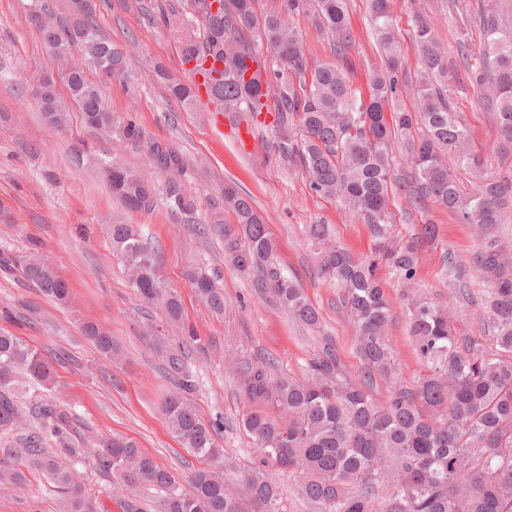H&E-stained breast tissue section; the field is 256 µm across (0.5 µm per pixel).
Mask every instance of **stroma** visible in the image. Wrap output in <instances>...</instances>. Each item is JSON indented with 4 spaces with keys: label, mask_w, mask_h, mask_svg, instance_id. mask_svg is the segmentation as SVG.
<instances>
[{
    "label": "stroma",
    "mask_w": 512,
    "mask_h": 512,
    "mask_svg": "<svg viewBox=\"0 0 512 512\" xmlns=\"http://www.w3.org/2000/svg\"><path fill=\"white\" fill-rule=\"evenodd\" d=\"M512 10V0H392L393 20L403 50L397 73V106L413 110L417 55L413 43L416 20H424L448 53L455 78L450 93L467 126L474 149L488 176L512 181V142L499 134L495 113L480 100V90L466 71L462 51L482 47L478 24H463L490 2ZM101 33L124 48L127 75L108 78L90 72L112 112L115 137L88 129L80 117L58 130L42 118L37 104L41 78L56 69L29 15L57 0H0V252L23 256L39 248L70 289L65 304L50 301L22 282L18 273L0 269V329L20 336L44 353L54 368L51 388L27 387L23 400H41L68 414L80 454L75 467L97 512H122L115 489L116 474L95 469L90 454L105 437H128L155 462L184 481L199 462L181 446L161 411L174 385L164 370L163 337L177 345L182 331L168 327L159 308L145 304L130 285L127 271L112 251L110 224H135L150 244L162 278L180 295L184 322L198 340L188 348V370L194 388L190 399L206 421L222 419L217 444L224 450V475L236 482L257 460L241 425L249 402L240 390L238 361L272 359L279 373L302 375L320 350V339L334 337L343 371L358 378L363 362L354 346L355 331L342 303V290L318 269L320 248L307 235L312 224L329 227V243L353 257L370 255L372 238L360 217L337 198L312 191L299 164L279 152L271 126L253 121L250 113L228 112L223 120L203 108L188 110L170 98L167 80L183 79L179 24L186 0H94ZM355 40L346 51L355 84L384 70L385 59L370 29V0H347ZM135 123L142 140H121L119 130ZM249 126L252 144L242 150L237 129ZM156 144L177 153L182 175L156 168L148 151ZM154 173L151 207L131 211L113 196L103 174L105 160ZM235 183L250 196L268 224L281 267L303 288L320 311L322 328L297 325L269 294L258 293L251 278L241 275L224 255V234L215 222L235 224L224 207V185ZM178 190L191 210L170 207ZM391 209L395 233L403 239L420 234L423 225L437 228L433 243L421 248L412 281L388 267L378 273L392 306L387 336L394 379L409 388L424 375L407 331V296L415 294L447 310L451 326L471 337L476 349L492 350L494 329L487 291L471 258L480 242L471 225L434 200L414 204L394 189ZM200 268L217 277L224 289V312L212 313L197 299L186 279ZM93 322L107 331L118 350L102 357L81 330ZM55 485L38 473L25 486L0 489V512H58Z\"/></svg>",
    "instance_id": "obj_1"
}]
</instances>
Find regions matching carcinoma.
<instances>
[{"instance_id": "cac0c4a2", "label": "carcinoma", "mask_w": 512, "mask_h": 512, "mask_svg": "<svg viewBox=\"0 0 512 512\" xmlns=\"http://www.w3.org/2000/svg\"><path fill=\"white\" fill-rule=\"evenodd\" d=\"M255 0H220L205 11L203 30L187 37L184 58L212 60L222 66L211 83L210 98L226 112L275 113L279 150L297 158L310 177L311 189L338 197L357 212L375 240L377 256L353 259L327 242L328 228L312 224L309 235L320 245V274L343 289L345 308L357 328L356 350L365 366L358 380L344 375L336 345L324 337L320 352L302 377L278 376L265 362H241V390L250 402L243 429L262 458L241 478L242 491L225 487L223 449L214 439L220 423H205L186 394L192 383L181 348L166 354L177 391L162 410L182 448L202 466L189 475L184 493L167 470L131 440L105 438L94 453L95 468L119 475L133 487L150 484L165 492L161 512H283L281 491L266 472L272 463L299 476L315 512H512V251L500 243L505 211H512V183L484 178L483 162L469 146L466 126L454 111L449 94L452 76L447 53L424 23H415L414 46L420 60L415 86L416 109L389 108L397 92L400 49L395 36L391 0H371V29L387 61L366 86L351 81L345 51L354 39L346 0H280L279 9L264 17ZM307 11L330 33L341 60L306 65V48L291 23ZM484 33L478 54L466 56L468 69L482 91V101L497 113L503 139L512 141V26L494 8L477 15ZM56 62L80 46L93 68L108 76L126 69L123 51L101 36L89 9L79 20L41 33ZM266 45V52L255 42ZM84 125L112 133V113L100 86L80 71L67 83ZM168 92L187 108L196 104L192 83L175 82ZM40 111L52 126L64 130L71 109L55 84L44 81L38 92ZM411 141V165L417 193L474 226L482 238L475 268L490 289L495 350L472 347L458 336L448 316L431 303L414 298L408 307V331L420 361L431 373L410 390L396 385L381 400L370 389L372 377H390L387 327L391 305L377 274L383 263L402 279L415 275L417 244L392 239V162L396 136ZM163 170L182 173L181 158L149 147ZM456 165L482 181L464 198L448 167ZM104 174L124 205L133 211L150 205L151 177L105 163ZM224 206L234 213L236 228H224V253L249 275L262 274L260 285L298 323L322 324L320 312L302 288L283 274L261 213L249 196L224 186ZM112 248L128 271L138 295L162 308L168 321L179 323L183 304L158 274L153 250L133 224H113ZM0 263L19 269L22 278L48 298L68 299V287L38 252L23 257L7 253ZM196 296L214 313H224V289L215 277L198 270L187 273ZM83 332L100 353L112 357V337L86 322ZM35 383H52L47 356L19 337L0 331V434L34 426L25 439L26 464L46 473L62 494L61 512H95L79 474L67 459L77 456L68 417L57 407L40 403L28 410L16 400L18 372ZM26 483L23 464L0 461V485ZM387 498L378 503L379 492Z\"/></svg>"}]
</instances>
